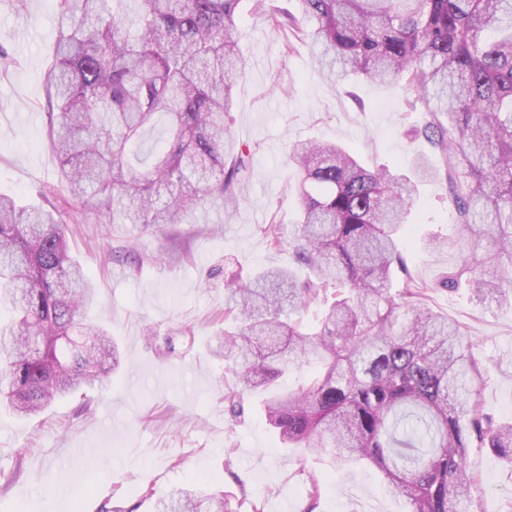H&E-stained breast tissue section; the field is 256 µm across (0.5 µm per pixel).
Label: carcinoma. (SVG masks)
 Returning <instances> with one entry per match:
<instances>
[{
  "label": "carcinoma",
  "instance_id": "obj_1",
  "mask_svg": "<svg viewBox=\"0 0 512 512\" xmlns=\"http://www.w3.org/2000/svg\"><path fill=\"white\" fill-rule=\"evenodd\" d=\"M58 39L47 74L61 175L106 224H182L194 209L239 204L246 155L224 125L243 0H52ZM296 13L251 0L283 36L308 43L333 82L397 83L428 112L416 135L446 159L400 173L370 170L334 143L293 144L287 165L299 207L289 236L276 216L270 249L309 271L262 268L224 291L214 355L235 380L231 417L246 393L269 390L294 368L302 386L270 394L269 424L285 444L364 460L407 512H455L472 502L467 449L512 464V423L481 412L474 345L435 314L405 275L390 291L418 186L444 176L459 248L443 287L465 281L478 302L512 305V0H295ZM308 21L302 28L295 14ZM96 288L70 254L55 207L0 193V404L41 412L107 377L117 352L87 311ZM322 308L312 322L310 304ZM224 494L183 488L155 512H225Z\"/></svg>",
  "mask_w": 512,
  "mask_h": 512
}]
</instances>
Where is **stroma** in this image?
Masks as SVG:
<instances>
[{"label":"stroma","mask_w":512,"mask_h":512,"mask_svg":"<svg viewBox=\"0 0 512 512\" xmlns=\"http://www.w3.org/2000/svg\"><path fill=\"white\" fill-rule=\"evenodd\" d=\"M241 14L246 67L234 79L225 123L250 149L245 197L234 210L202 209L189 223L144 229L99 223L60 188L45 83L56 16L50 0H27L21 11L0 0V48L8 54L0 60V193L39 205L45 187H59L71 253L98 292L89 317L121 356L106 386L81 387L37 416L0 408V512H154L159 498L190 485L230 494L232 512H406L370 464L284 447L258 397H246L243 414L230 420L224 395L235 380L208 345L224 327L227 283L291 263L288 251L269 249L261 228L274 216L286 233L295 221L296 179L284 165L293 141L338 142L369 169L405 170L419 155L439 167L442 157L414 137L427 115L398 85L330 84L307 43L284 52L264 17L246 5ZM456 233L445 178L420 185L405 226L408 269L488 368L481 409L507 421L512 308H480L466 288L442 287L461 254L429 250L427 241ZM130 246L139 264L115 261ZM467 466L476 479L469 512H512V465L495 449L473 447ZM311 474L322 481L314 503Z\"/></svg>","instance_id":"1"}]
</instances>
